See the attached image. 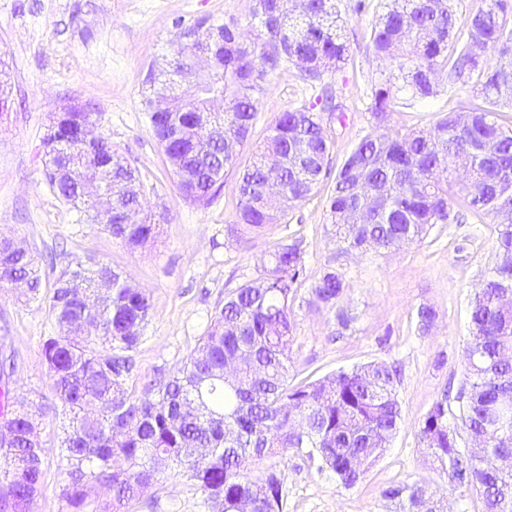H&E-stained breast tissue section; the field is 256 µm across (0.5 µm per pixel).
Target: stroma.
I'll return each mask as SVG.
<instances>
[{"instance_id":"1","label":"stroma","mask_w":512,"mask_h":512,"mask_svg":"<svg viewBox=\"0 0 512 512\" xmlns=\"http://www.w3.org/2000/svg\"><path fill=\"white\" fill-rule=\"evenodd\" d=\"M381 0H344L349 61L332 78L335 101L346 113L336 126L332 151L341 162L369 127L367 107L389 75L367 49ZM255 0H0V51L10 70L9 102L0 112V236L18 240L38 257L45 275L39 299L24 303L0 282V348L14 352L17 369L8 381L16 397L54 401L44 361L55 278L73 259L95 260L123 271L150 296L151 316L134 352L129 385L142 390L156 373L176 374L204 336L216 309L240 285L258 279L277 242L303 241L305 272L294 305L295 332L290 383L310 381L383 361L401 371L402 419L384 455L358 486L342 485L319 467L307 449L254 460L248 473L276 470L283 479L285 512H395L381 496L385 487L416 482L445 497L452 512H480L477 499H461L431 465L418 440V426L447 387H458L471 334L470 299L494 262L497 225L466 217L436 225L420 243L386 255L338 256L327 235L324 180L281 223L247 231L239 222L235 173H228L209 204L187 200L145 119L143 92L150 71L168 57L179 25L204 19L234 23L245 44L260 45L264 30L253 17ZM321 86L297 69L269 72L259 96L258 117L240 153L248 163L278 113L311 106ZM475 98L471 87L440 91L392 113L390 133L429 128L445 113ZM93 107L95 132L134 165L144 185L143 214L158 218L157 237L132 250L101 225L55 195L43 166V141L59 112L70 105ZM345 282L340 306L354 322L340 331L334 311L311 302V287L327 268ZM422 305L437 319L429 333L414 316ZM43 484L34 512H66L60 498L64 471L56 451L57 423L41 419ZM148 501L132 512H198L200 498L185 475H162Z\"/></svg>"}]
</instances>
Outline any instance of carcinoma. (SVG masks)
<instances>
[{"label": "carcinoma", "mask_w": 512, "mask_h": 512, "mask_svg": "<svg viewBox=\"0 0 512 512\" xmlns=\"http://www.w3.org/2000/svg\"><path fill=\"white\" fill-rule=\"evenodd\" d=\"M342 0H304L285 15L276 0H255L253 16L265 30L259 49L243 44L229 24L214 26L212 67L201 74L193 58L190 25L179 33L159 81L147 83L146 119L167 156L183 196L206 204L228 172L238 179L239 221L262 229L302 202L331 175L329 129L345 124L341 106L328 117L311 107L278 113L263 144L245 166L239 148L251 133L266 68L298 69L321 82L340 72L349 46L342 34ZM497 50L493 60L483 50ZM368 49L391 67L374 89L370 125L336 170L327 197V231L338 254H385L399 243L421 242L437 224L460 218L456 187L466 192L464 211L498 225L496 262L470 302L472 334L463 380L433 402L418 438L446 474L448 486L477 496L481 512H512V469L490 466L489 455L512 456V423L494 420L496 405L512 400V0H486L460 24L450 0H390L381 5ZM188 89L159 110L158 87L169 68ZM402 81V86L394 80ZM476 91L478 102L448 112L426 130L392 136L390 115L398 92L429 98L441 82ZM83 108L60 113L44 142L43 164L52 191L88 213L129 248L145 244L158 223L128 224L124 212L140 207L142 185L128 158L101 135L94 142L71 133L89 125ZM470 158L467 171L456 159ZM302 240L277 243L256 282L232 291L208 331L174 376H161L137 394L129 389L132 352L142 339L148 296L104 263L72 261L53 283L50 334L44 341L47 373L59 421L57 454L66 479L67 512H130L160 476L176 468L200 493L199 512H284L283 481L275 473L247 474L258 457L307 448L344 486L352 488L389 447L401 421L399 373L370 362L290 386L293 303L303 280ZM20 281L38 299L43 275L36 258L0 237V282ZM344 281L328 269L311 288L313 303L337 309L341 328L353 318L338 308ZM418 329L433 327L437 313L422 305ZM42 407L0 388V512H33L43 477L42 441L34 413ZM99 487L109 499L97 498ZM381 496L403 512H445L440 500L421 497L415 483Z\"/></svg>", "instance_id": "carcinoma-1"}]
</instances>
